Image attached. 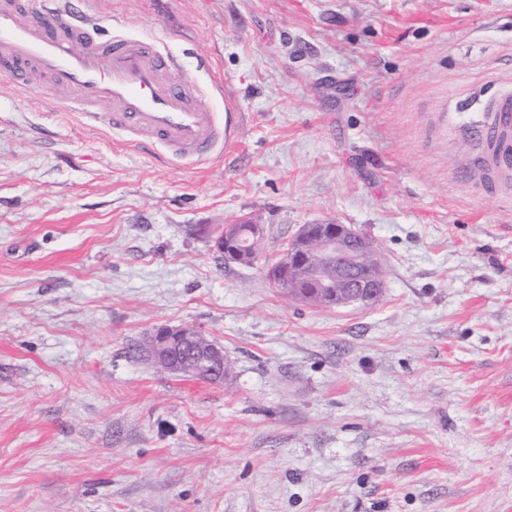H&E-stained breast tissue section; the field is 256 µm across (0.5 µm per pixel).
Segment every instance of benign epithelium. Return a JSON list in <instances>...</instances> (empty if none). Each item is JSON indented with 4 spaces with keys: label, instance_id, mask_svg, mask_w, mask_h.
Listing matches in <instances>:
<instances>
[{
    "label": "benign epithelium",
    "instance_id": "benign-epithelium-1",
    "mask_svg": "<svg viewBox=\"0 0 512 512\" xmlns=\"http://www.w3.org/2000/svg\"><path fill=\"white\" fill-rule=\"evenodd\" d=\"M234 224H226L216 239L224 252V261L250 265L255 251L236 246ZM358 253L368 259L366 271L349 268L340 258ZM275 267L292 270L299 283L318 289L330 288L350 303L376 300L384 288V268L374 240L347 224H305L289 240ZM268 281L297 300L317 304L322 297L292 288L271 270ZM149 353L162 370L186 377L224 379L226 366L222 346L201 336L189 326H162L150 335Z\"/></svg>",
    "mask_w": 512,
    "mask_h": 512
}]
</instances>
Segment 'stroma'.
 <instances>
[{"instance_id": "35a3bbf8", "label": "stroma", "mask_w": 512, "mask_h": 512, "mask_svg": "<svg viewBox=\"0 0 512 512\" xmlns=\"http://www.w3.org/2000/svg\"><path fill=\"white\" fill-rule=\"evenodd\" d=\"M161 39L232 143L191 165L0 76V512H512V0H93ZM225 93L212 92L213 84ZM266 227L224 263L226 222ZM376 239L368 304L262 265L305 224ZM190 325L212 384L144 344ZM512 132V96L506 95L495 100L485 123L477 130V137L488 144V162L500 170L512 167V139L503 138Z\"/></svg>"}]
</instances>
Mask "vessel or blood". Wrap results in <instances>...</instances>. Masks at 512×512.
Masks as SVG:
<instances>
[{"instance_id":"vessel-or-blood-1","label":"vessel or blood","mask_w":512,"mask_h":512,"mask_svg":"<svg viewBox=\"0 0 512 512\" xmlns=\"http://www.w3.org/2000/svg\"><path fill=\"white\" fill-rule=\"evenodd\" d=\"M68 88V109L85 122H107L179 161L209 158L230 125L198 101V86L159 41L99 38L73 0H0V75L23 83L30 70ZM478 136L491 167L512 168V96L496 99Z\"/></svg>"}]
</instances>
